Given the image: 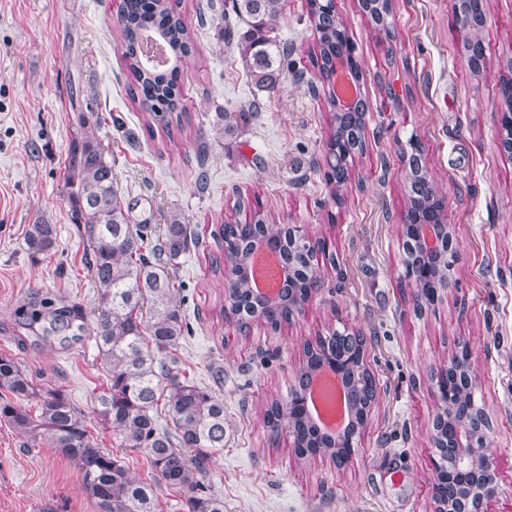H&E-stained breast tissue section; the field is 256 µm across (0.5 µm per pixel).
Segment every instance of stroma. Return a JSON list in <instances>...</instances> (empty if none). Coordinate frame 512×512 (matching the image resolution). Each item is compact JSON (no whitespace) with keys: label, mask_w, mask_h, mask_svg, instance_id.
Masks as SVG:
<instances>
[{"label":"stroma","mask_w":512,"mask_h":512,"mask_svg":"<svg viewBox=\"0 0 512 512\" xmlns=\"http://www.w3.org/2000/svg\"><path fill=\"white\" fill-rule=\"evenodd\" d=\"M224 0H179L194 31L180 77L182 118L148 128L128 94L119 31L120 0H0V355L39 388L67 392L98 447L149 481L143 453L103 428L94 398L106 381L91 329L97 292L89 244L68 195V151L92 122L132 223L156 239L180 213L198 244L170 273L187 328L177 351L186 378L224 400V449L201 480L224 512H435L438 453L430 438L433 372L468 344L475 398L490 431L486 457L499 489L481 512H512V157L498 148L499 85L512 80V0H486L485 59L468 67L454 0H391L390 30L371 25L361 0H335L362 73L365 146L350 178L328 184L326 138L333 114L313 86L317 34L306 0H282L273 33L292 51L275 91L247 78L236 48L219 33ZM260 104L237 134L216 138L217 113ZM423 148L428 176L444 197L458 257L455 285L416 309L403 276L398 219L407 199L405 151ZM207 143L205 160L196 148ZM258 197L273 223L303 225L324 240L313 264L322 289L288 323L222 318L224 280L215 272L220 225L244 222L238 196ZM52 224L55 248L32 258L31 225ZM79 304L74 339L25 325L32 300ZM363 337L375 400L353 458L298 457L264 413L287 398L307 344L333 331ZM0 512H96L78 468L56 449L31 448L0 422Z\"/></svg>","instance_id":"obj_1"}]
</instances>
